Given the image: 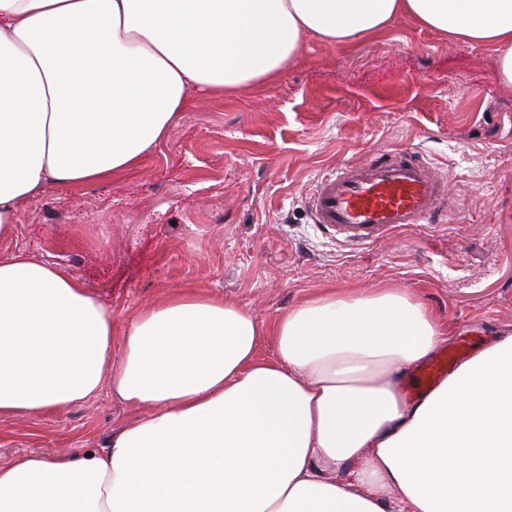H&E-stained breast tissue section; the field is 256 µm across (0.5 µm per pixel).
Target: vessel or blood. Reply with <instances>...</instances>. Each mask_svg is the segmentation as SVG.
Listing matches in <instances>:
<instances>
[{"instance_id":"obj_1","label":"vessel or blood","mask_w":512,"mask_h":512,"mask_svg":"<svg viewBox=\"0 0 512 512\" xmlns=\"http://www.w3.org/2000/svg\"><path fill=\"white\" fill-rule=\"evenodd\" d=\"M447 188V172L416 152L394 149L323 175L310 198V213L315 224L345 241L370 245L402 225L436 223L445 212ZM453 360L444 351L418 367L420 387H431Z\"/></svg>"}]
</instances>
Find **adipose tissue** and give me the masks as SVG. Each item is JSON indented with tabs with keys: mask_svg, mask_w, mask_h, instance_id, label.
I'll return each mask as SVG.
<instances>
[{
	"mask_svg": "<svg viewBox=\"0 0 512 512\" xmlns=\"http://www.w3.org/2000/svg\"><path fill=\"white\" fill-rule=\"evenodd\" d=\"M400 15L492 48L512 87V0H0V240L49 188L137 171L197 94ZM447 338L395 288L325 290L268 327L181 288L118 330L61 265L0 257V418L106 385L151 408L101 447L0 466V512H512V336L401 393Z\"/></svg>",
	"mask_w": 512,
	"mask_h": 512,
	"instance_id": "1",
	"label": "adipose tissue"
}]
</instances>
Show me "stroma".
<instances>
[{
    "label": "stroma",
    "instance_id": "obj_1",
    "mask_svg": "<svg viewBox=\"0 0 512 512\" xmlns=\"http://www.w3.org/2000/svg\"><path fill=\"white\" fill-rule=\"evenodd\" d=\"M403 148L448 174V220L355 247L312 223L317 179ZM60 263L116 327L175 288H200L269 324L322 288L416 296L477 351L512 335V89L492 50L412 18L351 44L304 38L275 80L181 112L141 169L53 187L19 208L0 256ZM138 408L102 390L41 418L0 419V466L100 447Z\"/></svg>",
    "mask_w": 512,
    "mask_h": 512
}]
</instances>
